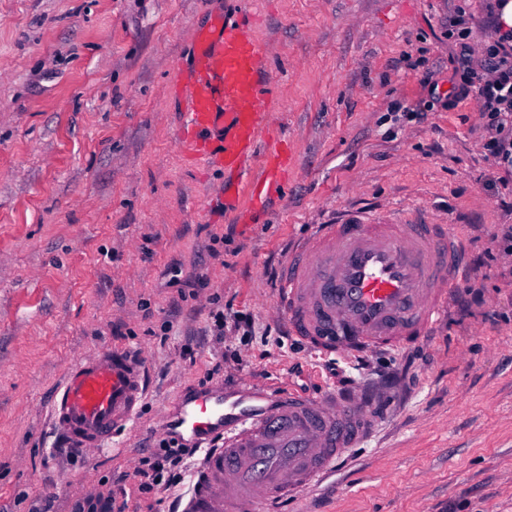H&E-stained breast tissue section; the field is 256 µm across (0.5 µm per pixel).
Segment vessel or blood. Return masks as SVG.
<instances>
[{
  "mask_svg": "<svg viewBox=\"0 0 512 512\" xmlns=\"http://www.w3.org/2000/svg\"><path fill=\"white\" fill-rule=\"evenodd\" d=\"M182 145L239 173L270 123L277 90L266 75L268 52L251 25L216 16L193 41ZM288 159L271 149L248 186L258 198ZM451 225L381 223L362 218L318 225L283 268L277 306L299 341L326 354H360L414 345L440 320L448 294L465 275ZM146 394L142 357L132 349L81 359L57 389L51 417L68 448L106 445L133 419ZM385 388L318 399L220 391L183 401L175 425L189 440L223 437L206 449L181 512H268L332 473L343 449L373 427L371 409Z\"/></svg>",
  "mask_w": 512,
  "mask_h": 512,
  "instance_id": "vessel-or-blood-1",
  "label": "vessel or blood"
}]
</instances>
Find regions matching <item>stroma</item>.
<instances>
[{"label": "stroma", "instance_id": "35a3bbf8", "mask_svg": "<svg viewBox=\"0 0 512 512\" xmlns=\"http://www.w3.org/2000/svg\"><path fill=\"white\" fill-rule=\"evenodd\" d=\"M497 0H249L287 146L265 205L181 148L190 37L221 0H0V512H173L188 484L136 474L178 401L206 387L319 398L385 385L393 406L333 476L282 512H512V172L474 100L445 107ZM452 225L470 272L418 344L324 355L287 334V251L350 215ZM224 312V336L210 333ZM143 353L148 394L106 448L74 456L49 414L67 369Z\"/></svg>", "mask_w": 512, "mask_h": 512}]
</instances>
